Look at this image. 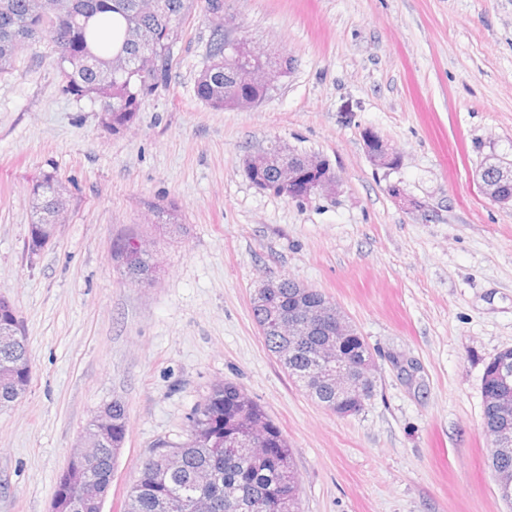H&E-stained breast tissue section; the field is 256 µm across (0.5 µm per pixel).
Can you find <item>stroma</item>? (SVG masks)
Returning <instances> with one entry per match:
<instances>
[{"label":"stroma","mask_w":512,"mask_h":512,"mask_svg":"<svg viewBox=\"0 0 512 512\" xmlns=\"http://www.w3.org/2000/svg\"><path fill=\"white\" fill-rule=\"evenodd\" d=\"M236 14L293 60L248 111L196 98L197 11L167 84L115 132L64 90L49 38L0 75V296L32 363L0 407V512H51L83 428L115 401L128 431L103 512H123L142 459L183 442L224 381L282 430L299 512H512L482 420L485 366L512 347V206L477 185L489 156L512 160V0H237ZM367 130L395 167L372 163ZM275 140L326 158L335 196L256 190L243 160ZM47 173L68 220L32 254L30 191ZM154 206L178 225L153 223ZM132 236L150 243L151 283L112 256ZM281 277L323 291L372 350L357 414L319 407L266 349L251 300Z\"/></svg>","instance_id":"obj_1"}]
</instances>
